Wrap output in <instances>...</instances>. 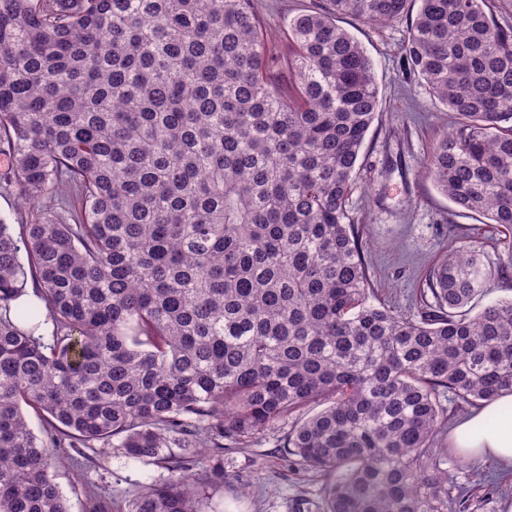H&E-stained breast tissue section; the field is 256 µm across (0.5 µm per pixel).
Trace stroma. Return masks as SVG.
Masks as SVG:
<instances>
[{
    "label": "stroma",
    "mask_w": 512,
    "mask_h": 512,
    "mask_svg": "<svg viewBox=\"0 0 512 512\" xmlns=\"http://www.w3.org/2000/svg\"><path fill=\"white\" fill-rule=\"evenodd\" d=\"M338 24L366 48L379 86L381 107L366 135L349 197L378 298L398 312L418 315L430 269L473 240L496 272L485 302L512 297V227L462 214L425 175L434 144L458 126L459 117L435 101L420 79L406 75V19L378 27L344 16ZM290 427L279 423L244 447L226 450L224 481L210 488L212 502L223 504L224 512H319L322 477L282 456L280 441ZM440 445L449 451L451 480L463 481L467 469L479 475L469 483L471 512H505L512 502V465L471 460L462 469L449 450V436H442ZM61 454L56 482L70 512H95L99 506L117 512V503L136 485L169 476L164 467L98 450L85 460L73 448Z\"/></svg>",
    "instance_id": "stroma-1"
}]
</instances>
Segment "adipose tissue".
Here are the masks:
<instances>
[{"label": "adipose tissue", "mask_w": 512, "mask_h": 512, "mask_svg": "<svg viewBox=\"0 0 512 512\" xmlns=\"http://www.w3.org/2000/svg\"><path fill=\"white\" fill-rule=\"evenodd\" d=\"M512 408V394L483 403L455 429V448L467 458H492L512 463V415L502 416V408Z\"/></svg>", "instance_id": "ef3b65f1"}]
</instances>
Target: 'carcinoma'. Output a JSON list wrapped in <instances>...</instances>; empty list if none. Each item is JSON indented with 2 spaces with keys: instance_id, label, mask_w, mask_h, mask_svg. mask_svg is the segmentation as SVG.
Here are the masks:
<instances>
[{
  "instance_id": "obj_1",
  "label": "carcinoma",
  "mask_w": 512,
  "mask_h": 512,
  "mask_svg": "<svg viewBox=\"0 0 512 512\" xmlns=\"http://www.w3.org/2000/svg\"><path fill=\"white\" fill-rule=\"evenodd\" d=\"M409 2L328 0L280 55L256 0H0V189L31 208L0 221V512H69L66 440L171 472L122 512H206L224 450L312 404L283 447L322 512H469L441 395L512 394V298L474 312L495 271L470 243L419 316L374 304L349 208L380 100L337 18ZM417 2L407 69L460 118L425 171L512 227V26Z\"/></svg>"
}]
</instances>
